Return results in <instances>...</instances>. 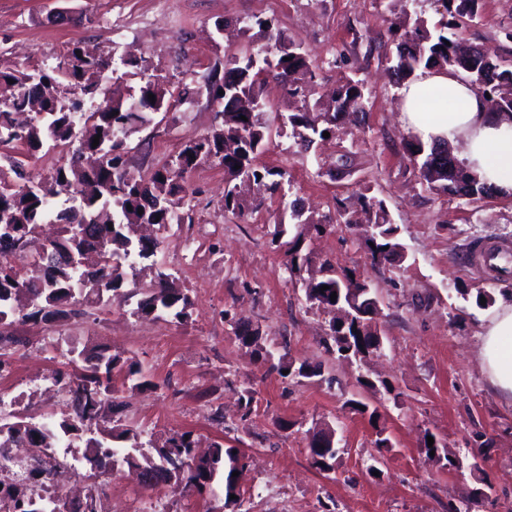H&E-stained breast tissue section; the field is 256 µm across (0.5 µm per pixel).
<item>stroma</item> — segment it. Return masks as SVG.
Returning a JSON list of instances; mask_svg holds the SVG:
<instances>
[{
    "mask_svg": "<svg viewBox=\"0 0 512 512\" xmlns=\"http://www.w3.org/2000/svg\"><path fill=\"white\" fill-rule=\"evenodd\" d=\"M435 0H0V67L55 65L73 45L120 59L143 60L137 75L109 73L108 87L159 78L203 83L225 54L270 49L257 26L272 20L283 36L301 42L317 72L313 95L331 93L346 78L364 82V111L337 121L333 135L300 151L280 131L279 113L300 107L282 85L267 79L264 119L271 130L258 163L286 169L289 197L327 218L322 235L303 250L313 264L331 259L374 286L379 298L380 354L366 362L330 359L321 343L328 316L310 309L299 279L282 270L286 256L271 243L282 215L280 198L241 219L222 207L224 171L203 163L185 177L199 193L191 224L160 230L155 260L176 277L192 303L184 324L136 316L135 301H114L82 316L19 319L0 347V420H60L68 395L55 376L71 377V349L100 347L134 358L150 380L135 388L125 371L112 373L122 404L118 423L140 442L192 432L198 452L223 441L239 449L238 491L246 512H512V405L492 390L479 361L478 336L491 297L512 291V276H493L472 257L492 244H512V200H480L426 191L405 150L389 61L396 47L389 27L400 10L436 20ZM465 38L512 60V0H482V18ZM221 104L208 92L129 140L131 166L150 174L185 142L210 134ZM383 201L399 228L405 259L373 264L365 247L362 200ZM352 216L344 223L339 210ZM258 329L274 354L321 366L322 376L281 377L256 360L235 336L236 326ZM375 382L390 447L375 444L367 417L347 399L359 380ZM389 381L395 394L383 393ZM252 402H244V391ZM331 426L339 453L333 471L319 470L308 442ZM441 445L427 456L426 435ZM79 440L61 442L57 489L66 496L95 493L101 512H225L224 485L198 494L171 483L147 489L126 467L94 484ZM377 464L379 476L366 473Z\"/></svg>",
    "mask_w": 512,
    "mask_h": 512,
    "instance_id": "1",
    "label": "stroma"
}]
</instances>
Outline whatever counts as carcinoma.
<instances>
[{
  "label": "carcinoma",
  "mask_w": 512,
  "mask_h": 512,
  "mask_svg": "<svg viewBox=\"0 0 512 512\" xmlns=\"http://www.w3.org/2000/svg\"><path fill=\"white\" fill-rule=\"evenodd\" d=\"M441 18L430 26L421 16L404 17L392 23L390 33L397 41V54L390 71L395 84L428 68L460 71L482 94L494 95L504 82L512 83V66L490 58L480 49L466 45L461 26L480 17L481 0H436ZM276 53L260 56L250 51L225 55L224 68L214 67L206 83L214 98L223 104L224 121L212 134L183 144L180 150L149 178L127 164L128 139L149 126L158 114L167 115L176 106L193 101L198 87L183 82L173 91L159 81L148 80L137 86L108 90L104 76L112 70V56L90 57L80 46H73L57 66L42 70L38 77L20 68H0V86L12 84L14 92L0 103V147L20 144L34 156L57 146L72 148L68 164L60 166L51 178L68 203L50 209L45 191L32 184L22 169L23 161L0 154V223L12 226L8 239L0 232V328L17 317L52 319L78 315L80 306L108 305L126 297L121 289L140 271L150 269L153 281L147 296L131 311L134 316L154 314L178 323L191 318V302L176 286L173 274L153 263L160 241L134 235V226L194 223L195 193L189 191L184 175L203 162L224 169V211L237 217L251 215L265 205L266 197H286L288 172L260 167L256 158L268 144V126L263 120L266 104L261 98L264 80L258 71L278 80L295 96L314 83L315 74L298 43L275 34ZM224 94H219V91ZM155 95V101L149 95ZM364 87L347 79L332 99L306 103L300 112L284 116L283 126L303 146L332 132L344 114L363 111ZM245 119H240V116ZM99 144L92 146L94 137ZM418 164L426 188L436 194L467 198L488 197L494 192L458 166L456 158L440 147L425 149L417 137L405 145ZM373 233L369 241L376 264L403 259L398 227L391 223L382 203L368 204ZM143 213H138V210ZM295 234L285 242L284 220L275 222L273 243L288 245L284 272L292 275L309 262L301 255L307 236L322 233L325 225L304 215L298 200L288 204ZM59 226L57 236L44 247L38 229L48 218ZM23 260L18 265L15 259ZM328 289H322V286ZM369 281L337 273L326 261L320 276L305 281L304 292L310 307L325 314L336 304L347 306L353 318L345 324L329 321L327 353L349 351L347 358L361 360L369 354L358 344L359 322L373 321L370 299L374 292ZM336 294V301L330 295ZM235 335L278 373L291 369L285 356L273 354L259 344V330L235 327ZM81 365L69 382V412L56 423L30 422L18 418L0 424V512H98L97 497L89 495L85 506L70 507L62 497H47L29 488L27 469L15 463L4 449L20 445L32 449L28 465L40 473L54 470L58 460L53 449L60 435L84 439L83 458L102 473L112 472L118 462L145 487L162 482L182 483L202 493L218 474L224 476V506L241 509L235 493L233 463L239 454L215 441L207 456L193 454V434L180 433L162 443L149 442L156 455L144 451L138 435L112 425L100 413L102 397L112 393V371L126 366L129 378L144 379L138 361L104 352L78 353ZM115 439L131 441V449L119 453L112 448Z\"/></svg>",
  "instance_id": "carcinoma-1"
}]
</instances>
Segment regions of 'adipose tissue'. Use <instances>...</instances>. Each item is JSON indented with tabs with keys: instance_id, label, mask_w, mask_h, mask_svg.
Segmentation results:
<instances>
[{
	"instance_id": "ef3b65f1",
	"label": "adipose tissue",
	"mask_w": 512,
	"mask_h": 512,
	"mask_svg": "<svg viewBox=\"0 0 512 512\" xmlns=\"http://www.w3.org/2000/svg\"><path fill=\"white\" fill-rule=\"evenodd\" d=\"M403 125L424 143L457 147L461 164L512 197V112H498L450 69L420 72L398 91ZM482 369L494 391L512 404V298L500 299L480 333Z\"/></svg>"
}]
</instances>
